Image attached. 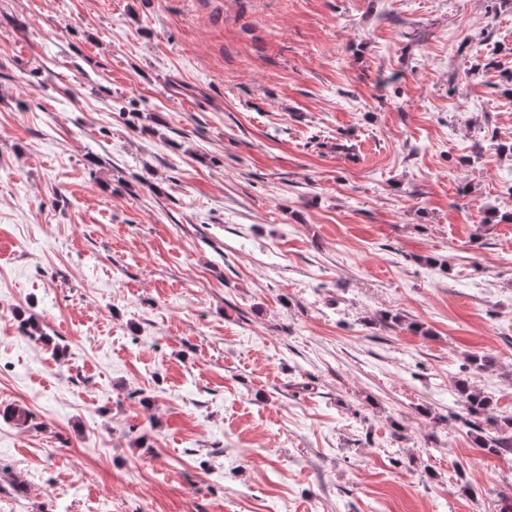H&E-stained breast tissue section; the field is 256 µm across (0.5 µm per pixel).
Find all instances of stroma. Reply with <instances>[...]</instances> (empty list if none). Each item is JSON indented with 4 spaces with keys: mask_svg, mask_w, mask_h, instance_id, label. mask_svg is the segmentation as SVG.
I'll list each match as a JSON object with an SVG mask.
<instances>
[{
    "mask_svg": "<svg viewBox=\"0 0 512 512\" xmlns=\"http://www.w3.org/2000/svg\"><path fill=\"white\" fill-rule=\"evenodd\" d=\"M460 379L512 0H0V512H512Z\"/></svg>",
    "mask_w": 512,
    "mask_h": 512,
    "instance_id": "stroma-1",
    "label": "stroma"
}]
</instances>
